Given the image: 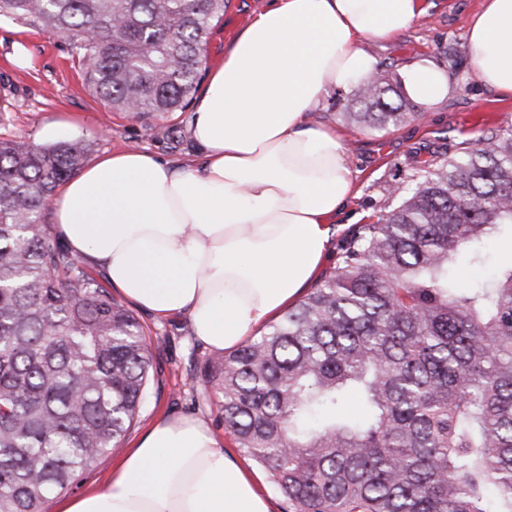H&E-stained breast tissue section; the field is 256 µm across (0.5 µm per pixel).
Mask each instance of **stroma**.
<instances>
[{
    "label": "stroma",
    "mask_w": 512,
    "mask_h": 512,
    "mask_svg": "<svg viewBox=\"0 0 512 512\" xmlns=\"http://www.w3.org/2000/svg\"><path fill=\"white\" fill-rule=\"evenodd\" d=\"M424 17L396 40L365 42L378 60L379 72L403 80L404 67L425 58L446 69L456 84L448 99L421 106V119L384 130H371L348 121L345 114L355 89L333 93L324 107L313 113L316 123L334 125L342 135L348 158L358 172L359 192L332 220V248L340 250L360 224L376 221L395 207L391 186L407 181L417 162L445 159L459 143L485 135L487 130L512 129V99L483 87L472 64L467 28L483 0H422ZM266 0H228L224 16L212 29L204 51L202 69L209 72L224 61L231 33L240 32L264 8ZM28 53L26 66L15 63L17 47ZM189 110L150 113L138 120L109 111L93 97L83 81L80 64L71 56L67 40L48 35L12 18L0 16V139L25 136L44 143V127L54 120L69 121L65 142L96 140L95 156L137 148L180 163L201 161L202 154L187 134ZM485 262L469 264L466 252L455 255L451 269L462 284L482 280L512 264V236L501 233L485 247ZM151 346L152 368L143 406L125 441L89 470L72 489L81 494L102 484L124 457L132 439L154 418L163 415H199L223 437L224 445L245 466L251 458L238 448L224 428L220 398L205 391L201 376L215 352L194 342L186 315L155 320L134 310Z\"/></svg>",
    "instance_id": "35a3bbf8"
}]
</instances>
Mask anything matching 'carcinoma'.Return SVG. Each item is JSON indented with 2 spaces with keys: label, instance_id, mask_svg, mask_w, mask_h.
<instances>
[{
  "label": "carcinoma",
  "instance_id": "carcinoma-1",
  "mask_svg": "<svg viewBox=\"0 0 512 512\" xmlns=\"http://www.w3.org/2000/svg\"><path fill=\"white\" fill-rule=\"evenodd\" d=\"M224 0H0L68 40L91 93L139 119L183 109ZM375 73L347 116L421 117ZM93 140L0 139V512H42L132 426L150 347L131 312L50 235L57 187ZM399 206L204 374L224 426L288 512H512V266L462 288L448 264L512 227V130L416 166ZM356 401L360 412L349 410Z\"/></svg>",
  "mask_w": 512,
  "mask_h": 512
}]
</instances>
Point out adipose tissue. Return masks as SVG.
Listing matches in <instances>:
<instances>
[{"instance_id": "adipose-tissue-1", "label": "adipose tissue", "mask_w": 512, "mask_h": 512, "mask_svg": "<svg viewBox=\"0 0 512 512\" xmlns=\"http://www.w3.org/2000/svg\"><path fill=\"white\" fill-rule=\"evenodd\" d=\"M420 0H269L224 52L188 131L203 163L139 150L105 155L52 197V234L123 298L194 340L237 347L294 306L330 253V220L357 193L335 127L310 123L331 92L373 75L365 40H392ZM475 74L512 97V0H486L467 30ZM409 98L432 106L447 72L419 59ZM57 512H272L202 418L153 423L111 477Z\"/></svg>"}]
</instances>
